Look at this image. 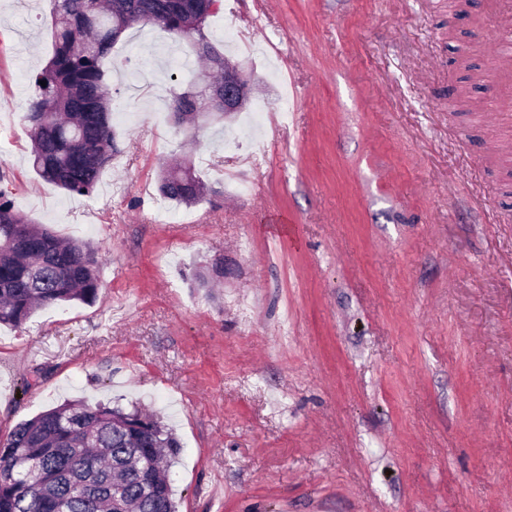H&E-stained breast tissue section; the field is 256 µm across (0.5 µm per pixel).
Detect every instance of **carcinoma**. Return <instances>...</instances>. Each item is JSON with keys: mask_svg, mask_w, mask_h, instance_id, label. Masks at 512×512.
<instances>
[{"mask_svg": "<svg viewBox=\"0 0 512 512\" xmlns=\"http://www.w3.org/2000/svg\"><path fill=\"white\" fill-rule=\"evenodd\" d=\"M52 57L33 78L24 115L35 174L91 194L119 151L112 111L120 89L105 61L118 35L150 24L187 40L214 79L172 99L174 124L224 114V54L205 31L221 0H48ZM46 86H41V81ZM159 195L186 206L206 185L187 160L162 170ZM102 261L87 242L63 239L15 211L0 189V325L20 327L39 310L95 302ZM224 279L218 259L201 286ZM180 443L156 414L132 406L72 400L17 424L0 440V512H177L169 478Z\"/></svg>", "mask_w": 512, "mask_h": 512, "instance_id": "cac0c4a2", "label": "carcinoma"}]
</instances>
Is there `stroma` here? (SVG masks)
Here are the masks:
<instances>
[{
    "mask_svg": "<svg viewBox=\"0 0 512 512\" xmlns=\"http://www.w3.org/2000/svg\"><path fill=\"white\" fill-rule=\"evenodd\" d=\"M501 0H222L249 107L182 131L188 42L112 51L120 152L92 196L39 179L24 112L46 0H0V189L102 261L95 303L0 326V438L67 399L173 427L178 512H512V63ZM499 98L497 123L483 113ZM190 159L208 193L157 192ZM294 234L276 238L275 215ZM231 272L207 290L215 258Z\"/></svg>",
    "mask_w": 512,
    "mask_h": 512,
    "instance_id": "obj_1",
    "label": "stroma"
}]
</instances>
